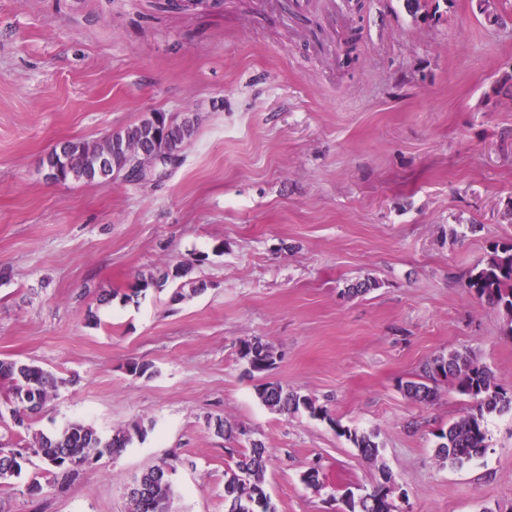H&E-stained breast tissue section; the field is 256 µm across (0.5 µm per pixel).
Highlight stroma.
<instances>
[{"label": "stroma", "mask_w": 512, "mask_h": 512, "mask_svg": "<svg viewBox=\"0 0 512 512\" xmlns=\"http://www.w3.org/2000/svg\"><path fill=\"white\" fill-rule=\"evenodd\" d=\"M362 3L0 0V358L62 380L33 430H145L63 484L29 457L42 494L2 488L0 512H126L134 478L175 456L173 512H225L233 460L210 417L269 448L277 512H341L345 491L388 477L403 512H512V412L489 415L483 458L452 468L434 434L470 400L448 380L430 404L399 388L466 348L512 392V321L464 286L512 240V97L497 91L512 0L495 23L477 0H441L436 20ZM153 112L199 118L162 176L46 180L60 143ZM183 263L203 291H136ZM368 276L379 288L349 294ZM250 336L276 356L268 375L245 369ZM267 378L330 420L270 411ZM339 424L373 433L380 464Z\"/></svg>", "instance_id": "1"}]
</instances>
